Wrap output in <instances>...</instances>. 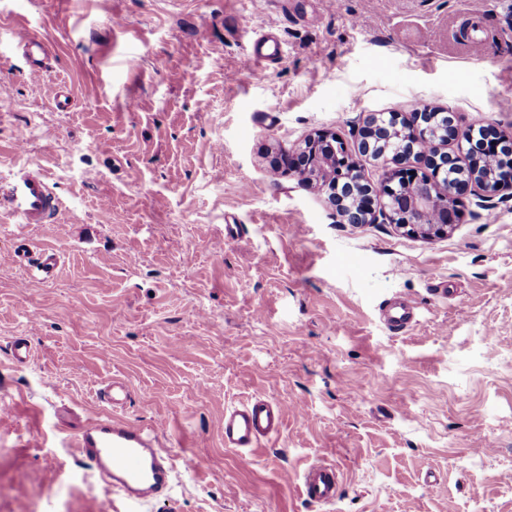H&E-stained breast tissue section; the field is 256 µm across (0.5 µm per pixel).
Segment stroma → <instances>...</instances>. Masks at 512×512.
Segmentation results:
<instances>
[{
    "label": "stroma",
    "instance_id": "1",
    "mask_svg": "<svg viewBox=\"0 0 512 512\" xmlns=\"http://www.w3.org/2000/svg\"><path fill=\"white\" fill-rule=\"evenodd\" d=\"M21 26L54 49L36 81ZM265 31L280 57L247 65ZM1 101L0 177L38 167L62 208L0 213V512H126L72 446L115 376L124 418L205 462L147 512H512V197H466L422 239L344 223L280 168L421 102L512 127V0H0ZM45 249L55 274L30 278ZM401 296L418 317L394 335ZM250 395L307 414L226 449L224 407ZM320 460L343 475L327 506L297 484ZM417 305L408 298L399 297L391 300L383 309V322L387 329L400 334L406 331L415 322Z\"/></svg>",
    "mask_w": 512,
    "mask_h": 512
}]
</instances>
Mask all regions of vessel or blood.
Masks as SVG:
<instances>
[{
	"label": "vessel or blood",
	"instance_id": "obj_1",
	"mask_svg": "<svg viewBox=\"0 0 512 512\" xmlns=\"http://www.w3.org/2000/svg\"><path fill=\"white\" fill-rule=\"evenodd\" d=\"M13 41L27 57L26 73L40 78L46 71L51 48L34 39L25 29L13 32ZM61 208L48 178L39 171L23 168L9 180L0 181V211L11 215L17 228L48 224ZM417 305L399 297L383 309V322L395 334L406 331L415 321ZM131 398L129 386L112 380L99 395L104 415L89 422L74 438L73 446L91 468L129 507L142 512L145 505L169 496L177 473L199 471L203 463L195 455L170 458L162 450L165 424L146 428L117 414ZM288 414L285 404L262 396H252L224 410V446L238 452L253 451L278 436ZM301 493L315 505L335 502L341 488V475L335 465L315 463L300 475Z\"/></svg>",
	"mask_w": 512,
	"mask_h": 512
}]
</instances>
